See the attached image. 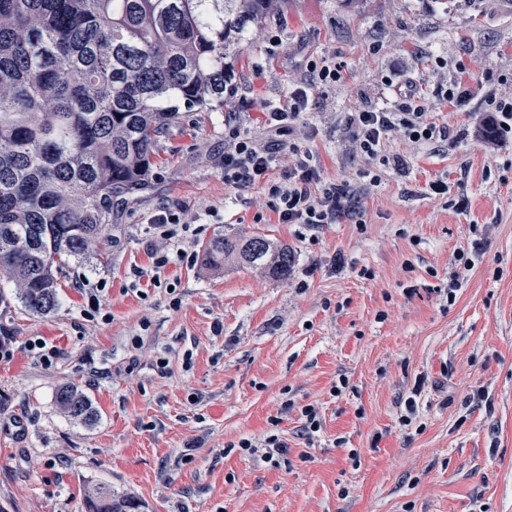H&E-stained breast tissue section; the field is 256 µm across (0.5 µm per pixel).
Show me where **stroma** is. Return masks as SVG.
Returning a JSON list of instances; mask_svg holds the SVG:
<instances>
[{"label":"stroma","instance_id":"1","mask_svg":"<svg viewBox=\"0 0 512 512\" xmlns=\"http://www.w3.org/2000/svg\"><path fill=\"white\" fill-rule=\"evenodd\" d=\"M329 53L343 77L323 85L309 63ZM227 61L235 96L169 129L106 257L70 265L58 309L32 316L0 290V332L19 342L0 360V512H90L101 485L141 512H512V136L474 134L486 94H512V0H289ZM463 70L479 88L457 110L440 90ZM408 78L451 136H393L404 164L370 184L344 114L392 106ZM299 86L301 142L356 193L362 223L282 224L263 186L224 183L225 123L267 145L265 110ZM435 179L447 198L426 196ZM164 205L200 232L194 262L157 288L132 270L170 246L149 231ZM224 233L287 246V279L210 265L203 245ZM461 250L472 267L452 295ZM67 385L93 423L57 408ZM273 431L278 460L238 450Z\"/></svg>","mask_w":512,"mask_h":512}]
</instances>
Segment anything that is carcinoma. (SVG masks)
I'll use <instances>...</instances> for the list:
<instances>
[{
	"mask_svg": "<svg viewBox=\"0 0 512 512\" xmlns=\"http://www.w3.org/2000/svg\"><path fill=\"white\" fill-rule=\"evenodd\" d=\"M284 0H0V280L32 315L58 307L70 261L107 254L112 208L148 181L180 110L224 108V63L249 24ZM175 106H163L170 100ZM210 263L237 261L287 278L288 248L218 234ZM55 401L74 421L96 416L73 386ZM93 512H139L106 487Z\"/></svg>",
	"mask_w": 512,
	"mask_h": 512,
	"instance_id": "1",
	"label": "carcinoma"
}]
</instances>
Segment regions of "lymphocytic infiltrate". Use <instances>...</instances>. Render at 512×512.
Returning a JSON list of instances; mask_svg holds the SVG:
<instances>
[{
  "mask_svg": "<svg viewBox=\"0 0 512 512\" xmlns=\"http://www.w3.org/2000/svg\"><path fill=\"white\" fill-rule=\"evenodd\" d=\"M485 112L481 137L486 144H499L512 134V96L488 95ZM396 129L416 143L450 136L447 127L429 121L425 104L411 94L401 96L392 109L365 108L344 116L346 137L356 151L385 166L403 163L401 157L387 155L385 149L389 132ZM224 182L236 188L264 185L282 224H333L355 216L358 210L357 201L344 187L322 176L311 151L295 148L290 157L282 158L276 148L257 145L234 126L224 133ZM152 227L159 237L180 241L176 250L153 252L150 270H135V277H148L156 285L169 265L192 259L186 245L196 232L166 207L155 215Z\"/></svg>",
  "mask_w": 512,
  "mask_h": 512,
  "instance_id": "lymphocytic-infiltrate-1",
  "label": "lymphocytic infiltrate"
}]
</instances>
